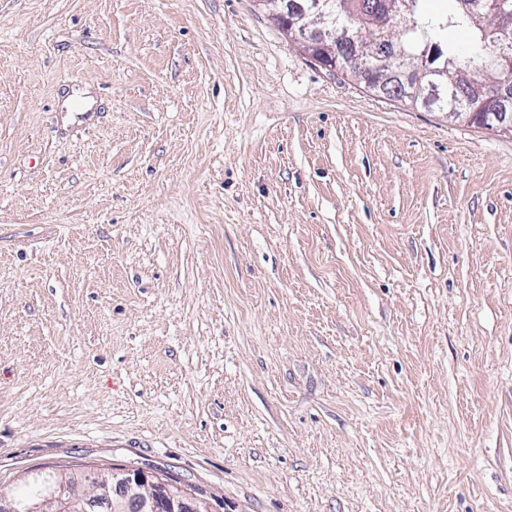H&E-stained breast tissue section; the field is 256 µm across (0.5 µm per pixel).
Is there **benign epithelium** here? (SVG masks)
<instances>
[{
  "label": "benign epithelium",
  "instance_id": "1",
  "mask_svg": "<svg viewBox=\"0 0 512 512\" xmlns=\"http://www.w3.org/2000/svg\"><path fill=\"white\" fill-rule=\"evenodd\" d=\"M260 10L278 18H288V39L311 58L320 57L324 67H350L374 91L385 92L387 83L396 77L402 95L411 102L429 106L443 96H453L461 85L469 86L468 96L460 101L470 121L479 120L503 130L512 129V117L506 109L512 105V77L492 83L475 82L468 74L453 75L430 66L425 58L406 60L395 49L391 31H386L367 45L351 33L346 25L338 24L332 0H311L309 8L286 16L285 0H256ZM463 10L482 21L491 13L490 0H465ZM496 30L504 39L494 61L500 69L512 71V16L498 11ZM112 501L124 512H209L207 502L188 490L159 477H150L140 469L119 468L111 472ZM62 493L50 489L38 500L20 504L12 495L0 491V512H44L49 501L61 500Z\"/></svg>",
  "mask_w": 512,
  "mask_h": 512
}]
</instances>
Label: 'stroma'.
Returning a JSON list of instances; mask_svg holds the SVG:
<instances>
[{
    "label": "stroma",
    "mask_w": 512,
    "mask_h": 512,
    "mask_svg": "<svg viewBox=\"0 0 512 512\" xmlns=\"http://www.w3.org/2000/svg\"><path fill=\"white\" fill-rule=\"evenodd\" d=\"M512 512V135L253 0H0V489ZM70 471L75 472H48L45 474L37 475L33 478L32 481V487L30 488V491L26 494H21L17 498L20 501H24L26 498H28L30 495L38 492V491H44V489L53 488L54 482H60L63 480V478L71 484H74L75 482L82 481L85 477L84 472H80L78 469H74ZM113 507L136 512H209L207 502L187 489L140 469H112ZM115 503V505H114Z\"/></svg>",
    "instance_id": "1"
}]
</instances>
